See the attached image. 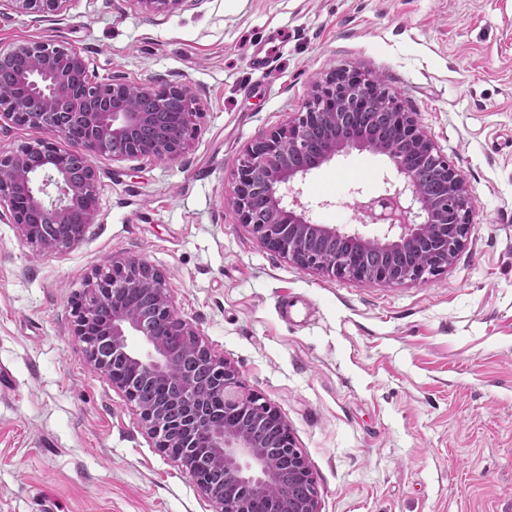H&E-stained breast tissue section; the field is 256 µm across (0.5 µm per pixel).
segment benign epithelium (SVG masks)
<instances>
[{"label": "benign epithelium", "mask_w": 512, "mask_h": 512, "mask_svg": "<svg viewBox=\"0 0 512 512\" xmlns=\"http://www.w3.org/2000/svg\"><path fill=\"white\" fill-rule=\"evenodd\" d=\"M72 0H0V8L63 15ZM146 9L172 13L184 0H131ZM6 60L24 62L17 74L16 87L0 86V123L44 128L64 142L58 146L41 141L15 152L0 153V220L9 219L17 225L20 235L30 243L42 244L29 216L35 211L53 213L57 222L69 224L75 218L84 225L92 224L97 215V169L93 158L110 155L114 161L153 157L174 160L189 146L196 131L199 116L198 92L189 81L163 86L141 84L140 97L154 100L162 107L171 97L180 102L179 121L184 135L165 134L153 141H143L138 131L150 125L152 113L140 109L128 96L130 83L122 76L109 82H99L89 75L82 53L54 42H29L0 53V64ZM378 88L374 81L359 73L339 71L316 87L304 111L287 124L270 132L247 148L236 169L233 205L240 223L251 224L256 208L253 177L262 172L274 192L262 198L275 232L258 235L268 248L281 253L303 268L336 272V265H326L311 251L316 237H341L361 248L372 241L390 252H404L420 244L431 256L430 265L403 271L396 266L371 270H355L357 280L402 285L409 281H426L450 262L462 246L467 234L474 202L457 169L443 162L446 192L434 204L428 203L415 184L414 174L405 164L402 154L388 149L377 153L393 163L399 180L389 182L384 192L368 195L356 191L353 207L364 214L369 223L379 226L380 233L367 236L359 229L345 231L335 224L312 223V208L303 202L295 183L309 173L307 169L292 168L288 150L299 148L308 132L318 127L327 135V144L314 164L319 168L337 155L352 149L371 148L362 137L354 134L336 137V118L345 110L367 112L376 102ZM393 128L400 146L419 151L427 157L438 158L430 139L419 129L413 117L394 108ZM123 140L126 149L111 151L110 144ZM43 156V166L32 173L27 167L30 154ZM81 162L84 178L72 180L69 161ZM140 289L161 300L155 319L159 326H175L174 335L186 345L194 346L197 354L211 363L217 372L216 390L224 400V409L233 412L250 406L256 418L279 430L278 447L288 450L292 457L289 476L296 482L315 487L312 471L301 452L295 448L293 436L279 412L245 391L234 368L202 344L193 327L176 317L174 305L163 274L139 258H117L107 271L94 274L89 291L74 301L75 334L86 344L94 367L107 373L112 383L123 389L132 401L136 400L137 383L128 371L164 378L177 360L172 345L161 336L142 332L140 318L132 310L118 305L125 290ZM112 300V319L98 327L95 304ZM99 328L100 335L112 345V358H102L87 345L88 331ZM139 345L130 343L131 337ZM139 416L148 431L159 438V446L183 462L195 473L204 495L215 512H251L253 499L272 487L279 490L278 503L288 504V512H319L317 493L297 499L291 486L282 481L281 471L270 465L267 452L254 441L249 429L235 419L213 428L204 423L205 399L194 377L185 376L177 400L153 408L138 406ZM200 432L211 448L212 465L224 470L227 481L238 487L239 494L231 499L218 494L207 475L195 467L192 448L196 447L195 432Z\"/></svg>", "instance_id": "benign-epithelium-1"}]
</instances>
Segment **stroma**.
I'll return each instance as SVG.
<instances>
[{
  "label": "stroma",
  "mask_w": 512,
  "mask_h": 512,
  "mask_svg": "<svg viewBox=\"0 0 512 512\" xmlns=\"http://www.w3.org/2000/svg\"><path fill=\"white\" fill-rule=\"evenodd\" d=\"M49 40L106 82L188 81L197 133L170 161L94 157L98 215L47 249L0 221V512H213L134 403L94 369L73 301L116 257L159 269L175 313L287 423L319 512H502L512 503V0H73L0 12V51ZM386 89L474 200L463 246L427 282L302 268L232 205L247 147L335 71ZM353 150L300 182L321 224H364L383 189ZM297 301L294 315L282 305Z\"/></svg>",
  "instance_id": "stroma-1"
}]
</instances>
